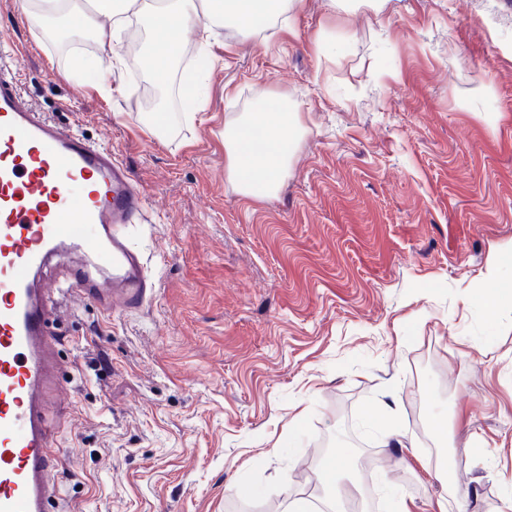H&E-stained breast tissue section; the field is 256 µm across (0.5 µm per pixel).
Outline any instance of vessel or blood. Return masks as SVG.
Returning a JSON list of instances; mask_svg holds the SVG:
<instances>
[{
  "mask_svg": "<svg viewBox=\"0 0 512 512\" xmlns=\"http://www.w3.org/2000/svg\"><path fill=\"white\" fill-rule=\"evenodd\" d=\"M0 43V512H49L59 494L52 473L61 455L43 406L57 389L44 283L54 261L74 251L102 258L103 273L65 270L103 312L139 306L155 290L123 229L143 219L144 198L110 147L59 126L23 95Z\"/></svg>",
  "mask_w": 512,
  "mask_h": 512,
  "instance_id": "vessel-or-blood-1",
  "label": "vessel or blood"
}]
</instances>
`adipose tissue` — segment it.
Returning <instances> with one entry per match:
<instances>
[{"instance_id": "1", "label": "adipose tissue", "mask_w": 512, "mask_h": 512, "mask_svg": "<svg viewBox=\"0 0 512 512\" xmlns=\"http://www.w3.org/2000/svg\"><path fill=\"white\" fill-rule=\"evenodd\" d=\"M289 6V0H265V9L259 12L254 0H159L151 8L145 0H40L38 10L29 12L28 18L50 29L62 26L73 42L93 38L99 53L77 57L75 66L93 75L99 89L108 91L115 65L105 56L131 19L147 21L154 35L149 65L161 76L169 69L187 27L209 32L230 21L241 29L254 30L281 16ZM296 133V113L268 100L241 117L236 126L225 128L224 153L231 181L251 197L274 193L288 168Z\"/></svg>"}]
</instances>
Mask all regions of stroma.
I'll use <instances>...</instances> for the list:
<instances>
[{"label":"stroma","instance_id":"35a3bbf8","mask_svg":"<svg viewBox=\"0 0 512 512\" xmlns=\"http://www.w3.org/2000/svg\"><path fill=\"white\" fill-rule=\"evenodd\" d=\"M0 39L23 48L25 97L133 175L146 211L125 234L156 284L110 315L58 301L49 512H283L321 498L318 456L365 457L341 488L358 512L399 496L501 512L512 255L484 273L512 241V0H300L254 31L183 32L162 81L130 53L142 29L117 44L108 95L70 71L93 39L43 32L17 0H0ZM203 46L204 108L178 103L156 135L147 90L173 100ZM261 98L300 129L278 189L254 198L227 176L224 127ZM389 420L413 447H378Z\"/></svg>","mask_w":512,"mask_h":512}]
</instances>
